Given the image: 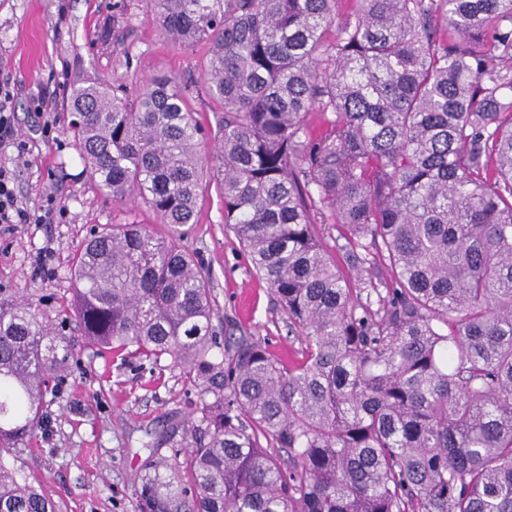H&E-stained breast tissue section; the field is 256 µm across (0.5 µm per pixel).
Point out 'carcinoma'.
<instances>
[{"mask_svg": "<svg viewBox=\"0 0 512 512\" xmlns=\"http://www.w3.org/2000/svg\"><path fill=\"white\" fill-rule=\"evenodd\" d=\"M148 2L168 41L209 44L213 147L176 76L67 107L99 189L174 227L114 224L70 267L83 336L170 361L198 398L155 434L139 512H512V0ZM207 180L305 345L291 366L213 324L178 231ZM63 342L0 292V512H57L5 457L42 428Z\"/></svg>", "mask_w": 512, "mask_h": 512, "instance_id": "cac0c4a2", "label": "carcinoma"}]
</instances>
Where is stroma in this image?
I'll list each match as a JSON object with an SVG mask.
<instances>
[{"mask_svg":"<svg viewBox=\"0 0 512 512\" xmlns=\"http://www.w3.org/2000/svg\"><path fill=\"white\" fill-rule=\"evenodd\" d=\"M208 46L167 41L146 0H0V80L14 83L16 126L27 154L15 149L0 163L16 168L26 210L55 208L48 224H0V289L40 302L59 320L70 310L69 268L93 228L146 224L165 233L143 203L118 204L89 178L69 132L66 101L76 85L119 81L134 95L153 76H178L189 111L216 126L223 107L202 74ZM40 95L55 111H34ZM208 278L214 323L265 342L284 365L301 360L304 345L289 332L265 280L224 226V202L215 184L200 191L197 222L184 239ZM70 355L46 396L45 429L19 445L8 461L50 496L59 512H138L133 489L147 445L169 418L196 415L197 397L178 369L148 360L98 355L79 332L66 333Z\"/></svg>","mask_w":512,"mask_h":512,"instance_id":"stroma-1","label":"stroma"}]
</instances>
